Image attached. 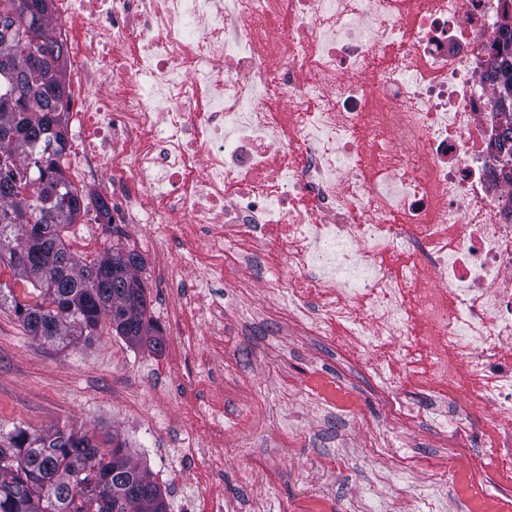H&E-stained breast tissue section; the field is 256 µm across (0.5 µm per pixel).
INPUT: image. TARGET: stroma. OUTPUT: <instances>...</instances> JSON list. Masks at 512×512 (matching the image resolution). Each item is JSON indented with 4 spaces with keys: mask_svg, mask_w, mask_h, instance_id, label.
I'll return each mask as SVG.
<instances>
[{
    "mask_svg": "<svg viewBox=\"0 0 512 512\" xmlns=\"http://www.w3.org/2000/svg\"><path fill=\"white\" fill-rule=\"evenodd\" d=\"M83 225L64 228L67 246L83 263L100 259L112 244L126 242L143 259L139 271L148 312L166 327L167 285L158 271L173 270L182 288L211 279V271L182 248L170 225L134 231L116 224L106 238L78 244ZM211 293L224 310L222 323L196 321L184 344L188 362L172 377L166 364L176 345L165 336L161 353L134 347L101 329L90 341L63 347L29 336L12 312L0 311V431L84 429L97 437L119 435L133 462L158 485L172 481L167 457L186 435L202 434L212 389H220L221 412L235 422L246 408L252 422L224 438V496L236 512H477L474 488L483 477L486 453L477 441L449 448L448 431L426 412L417 385L396 393L414 417L388 422L380 390L366 373L374 354L345 355L340 341L308 335L270 310L271 289L261 279L228 270ZM168 387L157 403L139 382L143 374ZM341 382L352 410L319 403L313 380ZM385 448H370L373 437ZM411 456L402 467L393 452ZM456 464L455 483L440 475L446 458Z\"/></svg>",
    "mask_w": 512,
    "mask_h": 512,
    "instance_id": "35a3bbf8",
    "label": "stroma"
}]
</instances>
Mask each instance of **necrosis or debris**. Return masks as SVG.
I'll use <instances>...</instances> for the list:
<instances>
[{"mask_svg":"<svg viewBox=\"0 0 512 512\" xmlns=\"http://www.w3.org/2000/svg\"><path fill=\"white\" fill-rule=\"evenodd\" d=\"M500 0H53L79 40L68 72L69 181L110 225L175 224L212 267L287 268L274 306L349 351L390 343L435 400L490 412L512 459V186L495 177L480 81ZM280 98L266 95L270 73ZM324 102L312 110L313 99ZM229 241L214 251L213 239ZM226 428L172 472L218 489Z\"/></svg>","mask_w":512,"mask_h":512,"instance_id":"obj_1","label":"necrosis or debris"}]
</instances>
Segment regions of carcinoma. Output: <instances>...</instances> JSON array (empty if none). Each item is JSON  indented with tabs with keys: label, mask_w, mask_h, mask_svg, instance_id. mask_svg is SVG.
I'll return each instance as SVG.
<instances>
[{
	"label": "carcinoma",
	"mask_w": 512,
	"mask_h": 512,
	"mask_svg": "<svg viewBox=\"0 0 512 512\" xmlns=\"http://www.w3.org/2000/svg\"><path fill=\"white\" fill-rule=\"evenodd\" d=\"M15 0H0V57L24 76L13 95L0 96V266L25 286L24 300L0 283V308L10 310L35 339L71 343L99 334L109 321L115 335L155 353L162 331L147 317L142 261L121 244L93 265L83 264L60 235L84 212V199L66 178L67 46L49 27L50 9L31 24L43 36V58L32 69V48L11 34ZM489 52L498 67L481 74L493 97L512 83V26L498 23ZM500 118L494 146L512 159V110ZM105 448L82 430L0 433V512H168L147 472L131 462L126 443L112 436Z\"/></svg>",
	"instance_id": "1"
}]
</instances>
